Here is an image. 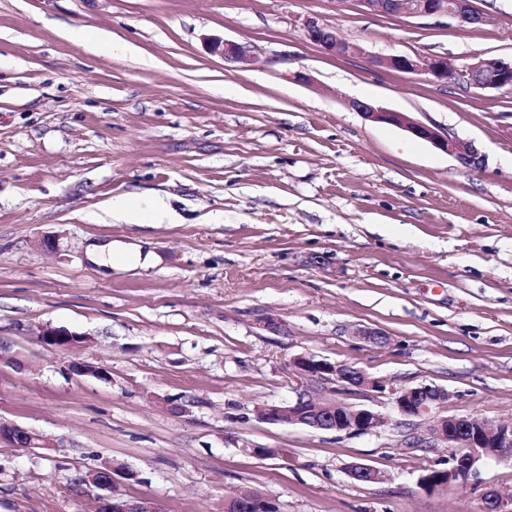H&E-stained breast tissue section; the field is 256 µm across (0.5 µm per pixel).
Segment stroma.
I'll return each mask as SVG.
<instances>
[{
    "instance_id": "35a3bbf8",
    "label": "stroma",
    "mask_w": 512,
    "mask_h": 512,
    "mask_svg": "<svg viewBox=\"0 0 512 512\" xmlns=\"http://www.w3.org/2000/svg\"><path fill=\"white\" fill-rule=\"evenodd\" d=\"M482 8L472 27L354 0H0V420L46 442L0 443V512H93L77 479L106 462L138 473L116 494L160 512H224L240 488L279 512H477L468 487L420 488L449 453L417 447L426 424L386 400L352 396L388 416L361 435L254 409L293 398L286 364L306 354L441 386L452 414L512 419V94L366 62L512 58V0ZM311 19L366 58L323 53ZM208 36L250 60L225 62ZM357 101L450 133L478 165ZM123 195L163 203L165 222L112 221ZM108 240L158 261L99 269L86 248ZM47 325L88 340L45 346ZM355 463L386 481L351 479Z\"/></svg>"
}]
</instances>
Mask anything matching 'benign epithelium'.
I'll use <instances>...</instances> for the list:
<instances>
[{
    "label": "benign epithelium",
    "mask_w": 512,
    "mask_h": 512,
    "mask_svg": "<svg viewBox=\"0 0 512 512\" xmlns=\"http://www.w3.org/2000/svg\"><path fill=\"white\" fill-rule=\"evenodd\" d=\"M363 12L379 16L409 15L417 17H446L458 24L477 25L484 22V13L476 0H355ZM306 37L326 54L342 57H361L363 47L340 37L335 30L315 20L306 23ZM211 52L224 56L229 62H246L250 58L247 46L221 38L209 39ZM371 64L389 71L425 74L430 82L441 84L453 77L468 88L512 93V59L476 57L455 68L448 66L442 56L391 55L375 57ZM365 119L399 126L414 136L432 143L438 149L456 156L465 165L478 164V157L466 151L448 134L421 124L403 112H394L365 102L355 104ZM42 344L69 350L86 342L83 334L46 326L39 334ZM289 372L302 388L286 405L262 404L256 407V417L264 422L281 425H301L315 431L365 434L385 424V417L372 408H363L345 401L346 391L375 392L387 398L407 421L419 419L428 424V442L451 450L450 467L429 472L419 479L426 490L446 485H466L479 501V512H512V492L488 486L478 479V464L493 459L512 461V421L492 422L474 414H450L446 410L449 394L440 386L419 383L415 386H394L384 377H375L347 363L329 362L312 356H297L288 361ZM0 441L18 448L45 445L30 430L15 424L0 422ZM116 466L107 463L85 473L80 482L99 490L96 499L104 512H157L153 502L140 499L128 501L111 492ZM349 476L361 483H379L386 475L366 464L350 467ZM224 512H277L276 504L268 497L254 493L236 501H224Z\"/></svg>",
    "instance_id": "7a95c632"
}]
</instances>
